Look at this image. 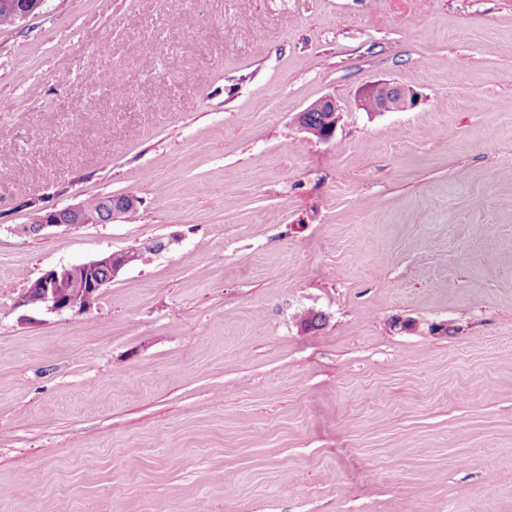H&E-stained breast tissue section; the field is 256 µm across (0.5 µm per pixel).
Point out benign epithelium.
Here are the masks:
<instances>
[{"label": "benign epithelium", "mask_w": 512, "mask_h": 512, "mask_svg": "<svg viewBox=\"0 0 512 512\" xmlns=\"http://www.w3.org/2000/svg\"><path fill=\"white\" fill-rule=\"evenodd\" d=\"M416 100L417 95L414 91L387 83L369 85L357 96L359 108L367 112L405 111L413 107ZM306 111L331 112L333 118L340 119V106L330 95L318 99L309 105ZM137 204L138 200L132 196L124 201L112 200L108 204L110 221L124 219L126 208ZM82 210L83 205L77 204L48 211L38 217L37 228L59 226L63 224L62 216L79 218ZM139 256L138 250L111 252L85 263L50 269L28 284L18 298L16 306L47 313H83L123 268L139 261Z\"/></svg>", "instance_id": "obj_1"}]
</instances>
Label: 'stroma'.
<instances>
[{
  "instance_id": "obj_1",
  "label": "stroma",
  "mask_w": 512,
  "mask_h": 512,
  "mask_svg": "<svg viewBox=\"0 0 512 512\" xmlns=\"http://www.w3.org/2000/svg\"><path fill=\"white\" fill-rule=\"evenodd\" d=\"M1 171L0 512H512V0H46L0 27ZM416 100L414 91L387 83L369 85L357 96L359 108L367 112L406 111L416 104ZM302 112H306V114L302 116V119L306 124L319 129H322L325 126L324 120L330 116V112H333V118H335L333 125L324 133H320L318 130L300 123L297 117L299 126L306 133H309L318 140L324 142L330 141L333 138L337 123L340 119V106L333 96L328 95L318 99ZM105 198L106 197L100 198L91 203H84V204L82 203V204L68 206V207H65L60 210L48 211V212L44 213L43 215H41L40 217H38V219L36 221V224H38L37 229H41L46 226H59V225L65 224L62 221L63 215L75 216V217H77L78 220H80L84 205L86 206V214L84 216L83 221L80 222L79 224H105V223H107L106 219L108 217H106L104 215V209L107 208V206H108V208L110 210V214H111L110 222L123 220L127 214L126 208L129 205L137 207V204L139 203V201L136 198H134L133 196H129L128 200H124V201H118L116 199H112V202L107 203V205H106L104 203ZM140 250L107 253L91 261L46 271L31 281L16 303L32 311L83 313L128 265L140 261ZM80 294L81 300L71 299Z\"/></svg>"
}]
</instances>
